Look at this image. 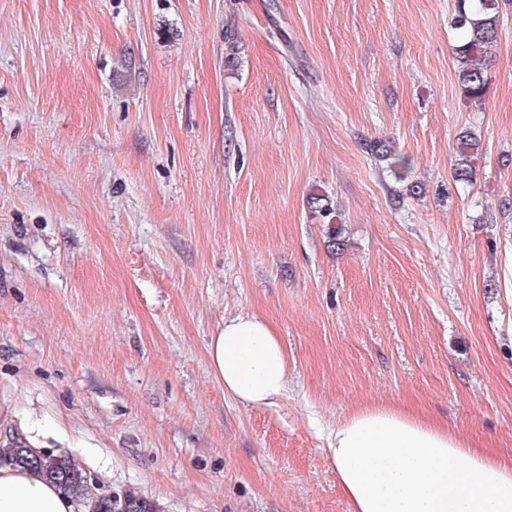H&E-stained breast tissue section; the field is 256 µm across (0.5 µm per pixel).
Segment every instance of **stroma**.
Here are the masks:
<instances>
[{
    "label": "stroma",
    "instance_id": "1",
    "mask_svg": "<svg viewBox=\"0 0 512 512\" xmlns=\"http://www.w3.org/2000/svg\"><path fill=\"white\" fill-rule=\"evenodd\" d=\"M453 3L0 0V445L156 512H348L325 438L374 405L511 459L512 0L479 102ZM241 313L268 407L208 367ZM479 143L468 133L463 132L457 146V159L451 176L455 183L469 184L473 178L472 157L478 152ZM369 147L372 152L381 154V157H387V159L391 157L394 167L398 170L397 175L399 179L403 180L407 178L406 170L409 169L410 166V160L407 157L397 154L395 149L389 144H386L385 141H374L369 144ZM207 349L210 371L238 402L271 406L286 393L288 357L277 332L262 318L239 314L225 319Z\"/></svg>",
    "mask_w": 512,
    "mask_h": 512
}]
</instances>
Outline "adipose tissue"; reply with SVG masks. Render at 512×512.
<instances>
[{
    "mask_svg": "<svg viewBox=\"0 0 512 512\" xmlns=\"http://www.w3.org/2000/svg\"><path fill=\"white\" fill-rule=\"evenodd\" d=\"M208 363L242 404L270 406L287 391L281 339L256 315L225 319L209 339ZM327 454L352 512H512V461L403 410L355 412L331 433ZM0 512H73V504L37 470L5 465Z\"/></svg>",
    "mask_w": 512,
    "mask_h": 512,
    "instance_id": "adipose-tissue-1",
    "label": "adipose tissue"
}]
</instances>
